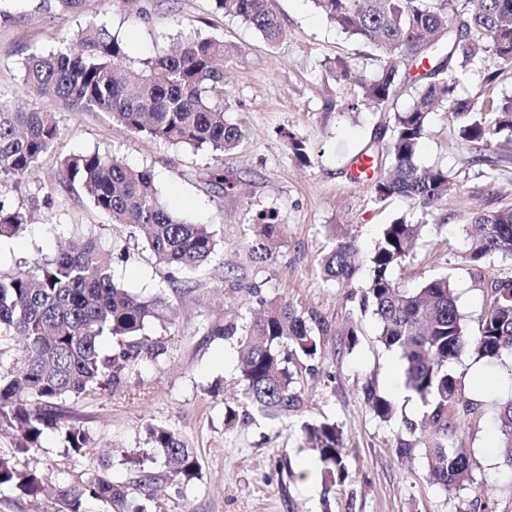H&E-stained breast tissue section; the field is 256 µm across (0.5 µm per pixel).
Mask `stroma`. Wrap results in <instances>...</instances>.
Wrapping results in <instances>:
<instances>
[{
	"instance_id": "1",
	"label": "stroma",
	"mask_w": 512,
	"mask_h": 512,
	"mask_svg": "<svg viewBox=\"0 0 512 512\" xmlns=\"http://www.w3.org/2000/svg\"><path fill=\"white\" fill-rule=\"evenodd\" d=\"M275 8L287 35L271 47L248 25L216 11L213 0H76L69 8L59 0H0V103L47 106L62 131L54 150L30 173L10 180L0 195L6 205L34 214L13 244L0 246V271L31 266L69 242L93 239L111 252L118 285L144 300L162 298L161 317L147 334L164 349L159 357L131 365L112 394L67 400L57 428L46 431L35 453L15 455L12 435L0 433V455L42 473L49 486L35 499L0 486V512H58L59 491L81 485L93 462L102 464L112 484L132 492L144 512H455L460 507L459 498L430 483L424 455L397 456L395 426L374 418L363 399L365 383L387 395L394 380L393 354L379 343L375 319L361 313L356 298L367 269L345 285L323 282L316 272L318 259L331 247L328 227L365 254L382 225L413 212L402 198L374 205L366 187L350 177L352 156L370 142L385 115L366 109L350 117L324 109L327 100L351 98L354 79L369 77L373 62L360 44L328 24L312 0H276ZM92 22L119 36L126 46L124 63L133 68L190 29L236 44L238 54L224 66L230 86L224 117L242 131L237 149L216 160L205 150L129 134L109 114L77 112L28 95L22 81L26 58L57 47ZM337 56L349 61L353 81L322 68L323 60ZM292 134L305 137L310 163L289 154ZM94 149L150 169L178 218L212 225L219 247L211 260L173 283L134 229L113 224L79 187L70 186L63 159ZM504 153L493 179L478 176L472 152L457 144L446 114H432L417 162L447 167L461 188L440 206L446 223L425 224L404 268L395 273L406 290L431 277H449L472 334L488 302L462 259L464 227L477 211L512 205V143ZM263 209L276 210L285 230L273 260L259 269L245 242ZM263 299L316 310L337 333L326 337L314 371L301 375L297 413L271 420L255 412L230 428L224 424L226 406L243 403L237 343L210 329L227 318L250 317ZM352 321L359 327L358 343L349 351L342 333ZM448 368L461 376L465 397L481 405L460 429L478 490L497 501L499 512H512V473L493 449L494 401L512 396V381L467 349ZM325 417L341 426L349 465L346 481L328 491L319 483L304 487L300 466L316 455L298 434L302 422ZM71 424L87 432L88 452L66 448L63 430ZM151 424L176 430L194 449L196 478L184 482L169 474L149 438ZM146 474L155 478L150 496L141 487Z\"/></svg>"
}]
</instances>
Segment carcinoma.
I'll return each mask as SVG.
<instances>
[{
  "mask_svg": "<svg viewBox=\"0 0 512 512\" xmlns=\"http://www.w3.org/2000/svg\"><path fill=\"white\" fill-rule=\"evenodd\" d=\"M224 15L251 26L269 46L285 35L271 0H213ZM341 33L372 51L374 75L358 82L359 92L342 104L350 114L362 106L388 112V121L363 151L372 175L366 178L371 202L392 197L409 200L421 214L413 222L402 215L382 225L370 252L362 257L350 240L335 237L319 261L326 282L344 285L365 264L362 312H371L379 342L399 353L406 390L422 403L421 415L398 417L392 399L371 384L365 402L384 423L399 421L395 452L405 458L423 454L430 462V482L453 493L474 481L471 450L448 437L460 429L477 404L462 396V377L448 370L465 346L492 367L508 366L512 382V280L484 284L489 308L474 336L466 335L451 283L435 277L413 290L393 278L410 256L427 218L456 184L448 169L420 166L417 154L428 135L431 113L442 110L455 123L461 145L477 153L478 175L491 177L503 161L499 138L512 141V95L492 94L501 70L493 63H512V0H313ZM238 47L218 38L186 35L163 53L135 69L123 64L125 44L104 25L90 23L56 49L33 53L24 63L23 84L42 98L58 99L78 112L112 115L134 135L155 141L206 146L214 157L236 148L238 127L224 119L223 61ZM419 69L404 81L402 68ZM322 67L348 77L342 57ZM481 73L474 96H458L460 76ZM414 91L412 104L400 109L403 90ZM61 137L56 113L48 108L5 109L0 106V178L20 177L35 168ZM288 150L301 163L310 160L307 143L288 136ZM68 181L80 187L93 207L112 223L132 226L143 235L156 260L177 272L205 265L219 241L208 224L180 220L162 203L150 171L132 169L98 151L64 159ZM30 211L0 201V238L22 232ZM258 230L249 246L253 262L263 264L275 253L283 233L277 212L256 214ZM465 262L478 281L492 257L512 260V206L484 211L465 226ZM112 254L92 242L63 250L26 269L0 274V430L12 432L16 453L41 447L45 430L57 426L55 410L69 398L104 393L118 387L128 366L142 355L163 353L145 342L146 328L159 317L162 301H144L112 280ZM264 313L243 324L226 321L212 327L214 336L237 337L246 404L269 416L287 417L299 410L301 396L291 367L313 360L324 337L334 334L315 310L289 302L264 301ZM106 336L118 349L101 348ZM495 424L505 448L503 466L512 470V396L497 402ZM300 434L318 453L325 483L334 486L349 475L342 429L334 420L304 422ZM153 447L174 477L190 480L198 461L176 431L149 427ZM67 446L80 452L89 446L86 432L74 425L65 432ZM38 496L43 476L0 456V486ZM60 512H86L84 501L100 500L108 512H140L128 492L93 468L82 486L60 491ZM459 512H497L479 495L462 501Z\"/></svg>",
  "mask_w": 512,
  "mask_h": 512,
  "instance_id": "carcinoma-1",
  "label": "carcinoma"
}]
</instances>
